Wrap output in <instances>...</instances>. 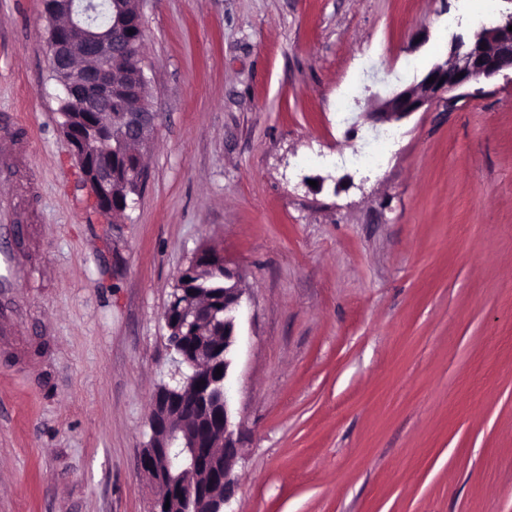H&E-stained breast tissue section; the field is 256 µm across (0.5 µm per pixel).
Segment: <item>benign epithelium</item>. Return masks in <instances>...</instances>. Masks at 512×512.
Instances as JSON below:
<instances>
[{
    "mask_svg": "<svg viewBox=\"0 0 512 512\" xmlns=\"http://www.w3.org/2000/svg\"><path fill=\"white\" fill-rule=\"evenodd\" d=\"M127 2L42 0L50 69L65 92L62 129L98 208L112 213L124 211L128 192L144 182L141 149L156 132L144 67L129 34L140 23V9L129 20ZM510 25L512 11L481 24L470 37L454 36L446 58L419 81L380 100L377 111L366 116L400 121L425 106L448 102L450 91L512 71ZM217 275L224 277V292L210 299L202 293L203 284ZM242 295L239 279L212 249L198 252L177 275L163 312L177 366L172 383L155 393L151 434L140 459L141 470L158 487L152 512H226L234 497L231 366Z\"/></svg>",
    "mask_w": 512,
    "mask_h": 512,
    "instance_id": "7a95c632",
    "label": "benign epithelium"
}]
</instances>
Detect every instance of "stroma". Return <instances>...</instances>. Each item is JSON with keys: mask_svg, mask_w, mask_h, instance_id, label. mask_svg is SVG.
<instances>
[{"mask_svg": "<svg viewBox=\"0 0 512 512\" xmlns=\"http://www.w3.org/2000/svg\"><path fill=\"white\" fill-rule=\"evenodd\" d=\"M147 178L100 212L41 0H0V158L34 275L0 323V512H152L139 469L201 248L240 274L233 512H512V76L364 114L468 0H142Z\"/></svg>", "mask_w": 512, "mask_h": 512, "instance_id": "obj_1", "label": "stroma"}]
</instances>
